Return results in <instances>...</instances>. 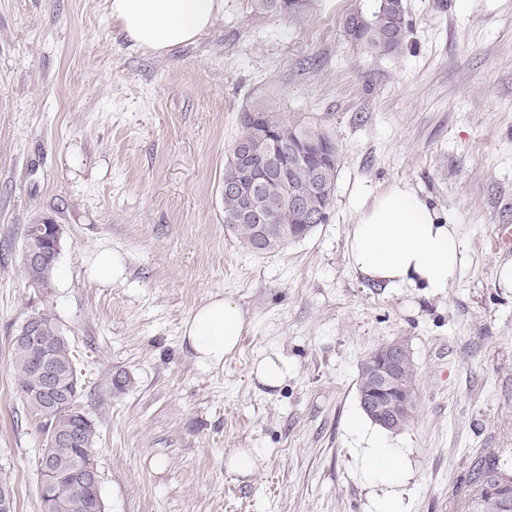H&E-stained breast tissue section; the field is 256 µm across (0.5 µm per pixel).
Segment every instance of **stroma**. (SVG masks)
<instances>
[{
  "label": "stroma",
  "mask_w": 512,
  "mask_h": 512,
  "mask_svg": "<svg viewBox=\"0 0 512 512\" xmlns=\"http://www.w3.org/2000/svg\"><path fill=\"white\" fill-rule=\"evenodd\" d=\"M212 27L158 55L133 47L106 0H0V481L16 512H41L38 419L18 394L11 340L50 312L74 348L96 421L106 512H368L358 476L359 366L403 341L415 413L390 433L405 451L408 512H481L469 473L512 468V0H404L403 49L374 56L344 36L360 0H315L289 20L223 0ZM328 117L340 148L324 224L257 256L224 229V162L247 99ZM403 182L457 224L467 260L445 294L359 278L346 235L367 194ZM62 226L51 288L22 270L27 224ZM118 252L124 281L90 280ZM247 315L222 369L182 339L213 294ZM291 371L270 388L260 357ZM123 371L125 393L108 379ZM241 449L253 472H229ZM89 278L101 285H110L124 278L125 266L122 258L109 248L97 250L91 260ZM289 369L288 358L274 353L254 363L252 373L264 385L278 387L288 376Z\"/></svg>",
  "instance_id": "stroma-1"
}]
</instances>
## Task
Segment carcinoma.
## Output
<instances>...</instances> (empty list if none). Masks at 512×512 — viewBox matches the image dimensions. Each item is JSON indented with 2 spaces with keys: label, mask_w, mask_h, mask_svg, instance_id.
<instances>
[{
  "label": "carcinoma",
  "mask_w": 512,
  "mask_h": 512,
  "mask_svg": "<svg viewBox=\"0 0 512 512\" xmlns=\"http://www.w3.org/2000/svg\"><path fill=\"white\" fill-rule=\"evenodd\" d=\"M255 7L267 13H275L288 19L297 18L313 7V0H254ZM393 0H375L372 9H358V13L371 20V24H360L346 29L349 40L368 52L383 56L399 52L408 37V24L403 14L392 13L387 5ZM273 138H283L293 133L302 134L319 142L329 151L331 175L322 179L319 190L313 189V179L292 175L290 180H273L262 190L258 201L271 224L270 242L266 253H274L288 243L310 235L316 225L309 224L302 216L288 207V196H303L313 211H328L331 208L336 188V177L340 164L339 148L322 120H307L293 112H279L260 100L245 106L240 116V134H245L254 119ZM241 206L239 197L224 195V229L250 253H255L252 226L233 224L230 219ZM40 343L47 350L50 363L59 380L61 399L57 403L45 401L32 393L34 379L31 365L35 355L32 345L17 340L12 342L11 358L17 373L18 389L28 409L40 420L45 434L68 429L86 413L82 405L83 386L78 372L71 343L60 329L56 319L47 315L42 323ZM98 441L97 427H85L79 445L64 441L45 444L43 455L56 466L57 473L50 487V500L55 505L52 512H105L100 488H92L79 479L75 471L79 468H97L95 459ZM470 481L477 489L480 505L485 512H512V469L502 467L493 456L480 459L472 470Z\"/></svg>",
  "instance_id": "obj_1"
}]
</instances>
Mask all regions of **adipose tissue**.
I'll use <instances>...</instances> for the list:
<instances>
[{
    "label": "adipose tissue",
    "mask_w": 512,
    "mask_h": 512,
    "mask_svg": "<svg viewBox=\"0 0 512 512\" xmlns=\"http://www.w3.org/2000/svg\"><path fill=\"white\" fill-rule=\"evenodd\" d=\"M113 21L135 46L165 54L194 42L209 29L222 0H106ZM353 271L386 289L413 288L429 295L445 294L466 258V248L452 223H441L435 209L407 184L377 193L358 210L346 236ZM240 304L211 296L184 321L182 337L196 364L206 371L222 368L234 354L246 327ZM349 428L364 436L359 471L377 487L373 512H407L404 452L384 435L365 430L358 419Z\"/></svg>",
    "instance_id": "1"
}]
</instances>
